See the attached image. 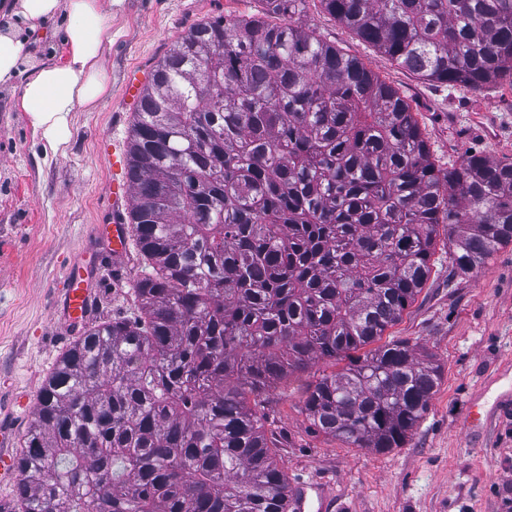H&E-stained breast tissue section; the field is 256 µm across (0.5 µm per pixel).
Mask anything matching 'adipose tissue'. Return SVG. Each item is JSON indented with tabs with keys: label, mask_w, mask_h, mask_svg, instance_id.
<instances>
[{
	"label": "adipose tissue",
	"mask_w": 512,
	"mask_h": 512,
	"mask_svg": "<svg viewBox=\"0 0 512 512\" xmlns=\"http://www.w3.org/2000/svg\"><path fill=\"white\" fill-rule=\"evenodd\" d=\"M100 0H7L0 14V87L17 86L20 104L41 128L51 151L69 136L73 112L93 106L109 92L101 53L112 31L101 22ZM60 19L64 58H35L31 46L37 24Z\"/></svg>",
	"instance_id": "1"
}]
</instances>
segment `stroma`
Masks as SVG:
<instances>
[{"label": "stroma", "mask_w": 512, "mask_h": 512, "mask_svg": "<svg viewBox=\"0 0 512 512\" xmlns=\"http://www.w3.org/2000/svg\"><path fill=\"white\" fill-rule=\"evenodd\" d=\"M259 0H114L101 21L112 29L102 50L110 88L91 110L73 113L67 142L46 147L15 95L0 92V451L20 452L37 398L66 341L117 316L133 315L141 274L137 244L123 273L112 270L113 146H125L137 110L125 95L132 73L151 75L171 43L218 15L261 11ZM304 22L356 57L409 103L441 168L468 153L512 161V85L451 88L398 66L308 0ZM94 288L81 326L60 307L74 256ZM406 339L433 353L442 381L404 447L353 448L315 431L304 411L309 384L331 373L316 362L271 394L265 425L289 481L336 489L333 512H512V413L471 431L472 402L495 406L512 388V243L467 274L437 245L428 280L383 342Z\"/></svg>", "instance_id": "obj_1"}]
</instances>
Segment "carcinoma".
Returning a JSON list of instances; mask_svg holds the SVG:
<instances>
[{"label":"carcinoma","mask_w":512,"mask_h":512,"mask_svg":"<svg viewBox=\"0 0 512 512\" xmlns=\"http://www.w3.org/2000/svg\"><path fill=\"white\" fill-rule=\"evenodd\" d=\"M264 0L178 37L129 132L136 313L87 330L47 377L0 512H287L266 434L279 382L320 359L311 427L403 447L442 380L406 339L444 236L466 274L512 242V162L435 166L409 104ZM403 68L512 85V0H320Z\"/></svg>","instance_id":"carcinoma-1"}]
</instances>
